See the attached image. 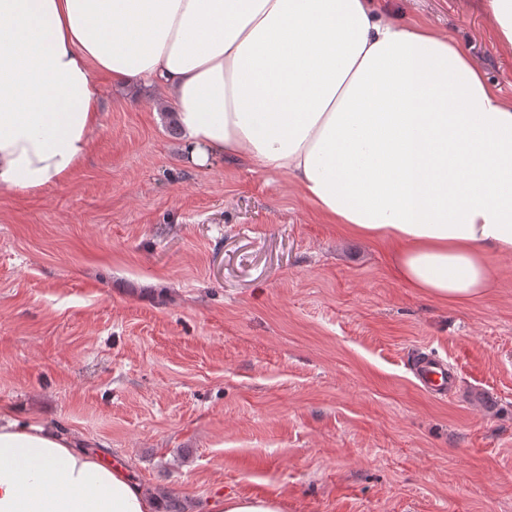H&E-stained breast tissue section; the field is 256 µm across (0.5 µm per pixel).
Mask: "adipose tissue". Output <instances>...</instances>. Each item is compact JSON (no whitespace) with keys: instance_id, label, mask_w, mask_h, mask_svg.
I'll use <instances>...</instances> for the list:
<instances>
[{"instance_id":"1","label":"adipose tissue","mask_w":512,"mask_h":512,"mask_svg":"<svg viewBox=\"0 0 512 512\" xmlns=\"http://www.w3.org/2000/svg\"><path fill=\"white\" fill-rule=\"evenodd\" d=\"M176 108L185 160L289 175L327 223L394 247L440 301L512 258V98L431 23L377 0H0V190L66 182L100 124L94 72ZM0 512H160L121 465L0 410Z\"/></svg>"}]
</instances>
